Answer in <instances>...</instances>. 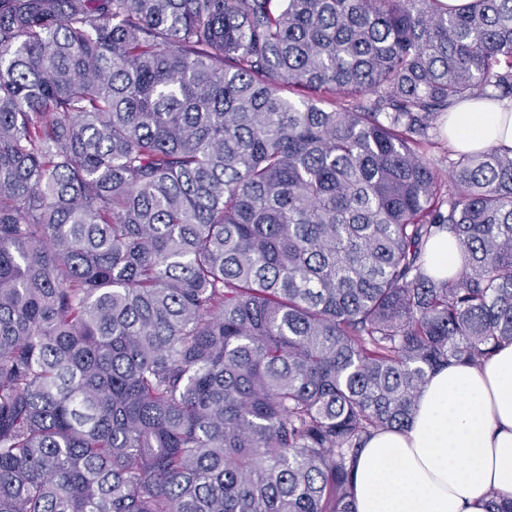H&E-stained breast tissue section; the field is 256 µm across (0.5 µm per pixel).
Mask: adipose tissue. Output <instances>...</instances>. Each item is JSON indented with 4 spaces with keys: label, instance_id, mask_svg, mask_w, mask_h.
Instances as JSON below:
<instances>
[{
    "label": "adipose tissue",
    "instance_id": "ef3b65f1",
    "mask_svg": "<svg viewBox=\"0 0 512 512\" xmlns=\"http://www.w3.org/2000/svg\"><path fill=\"white\" fill-rule=\"evenodd\" d=\"M446 136L461 152L512 147V99L453 106ZM353 490L356 512H487L491 492L512 493V344L432 374L408 425L367 442Z\"/></svg>",
    "mask_w": 512,
    "mask_h": 512
}]
</instances>
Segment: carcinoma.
Segmentation results:
<instances>
[{
    "label": "carcinoma",
    "instance_id": "obj_1",
    "mask_svg": "<svg viewBox=\"0 0 512 512\" xmlns=\"http://www.w3.org/2000/svg\"><path fill=\"white\" fill-rule=\"evenodd\" d=\"M508 96L512 0H0V512H355L512 343ZM440 134L441 148L433 149L428 158L443 169L448 166L444 155L457 158L454 152L445 153L453 151L448 143L461 152L479 151L492 144L512 147V99L461 102L448 112V143L444 132ZM431 267L429 274L435 277H448L454 275L459 268L457 256L458 245L456 240L444 232L431 240L430 246Z\"/></svg>",
    "mask_w": 512,
    "mask_h": 512
}]
</instances>
